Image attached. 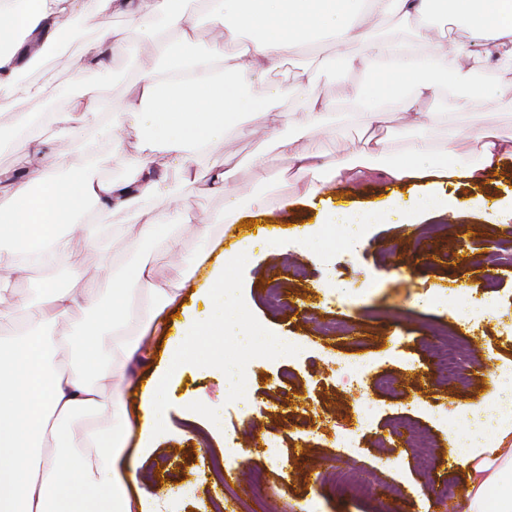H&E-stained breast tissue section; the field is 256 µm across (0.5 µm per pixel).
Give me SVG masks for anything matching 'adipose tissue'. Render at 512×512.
<instances>
[{
    "label": "adipose tissue",
    "instance_id": "obj_1",
    "mask_svg": "<svg viewBox=\"0 0 512 512\" xmlns=\"http://www.w3.org/2000/svg\"><path fill=\"white\" fill-rule=\"evenodd\" d=\"M435 1L199 0L211 29L201 47L192 21L175 9L174 0H0L1 104L22 106L46 98L44 84L19 75L61 37L71 18H84L97 29L71 66L77 77L107 72L112 56L125 49L127 27L156 44L121 107L106 106L98 91L87 89L52 111L59 127L93 133L57 151L56 170L36 169L23 179L0 170V187L6 189L0 199V268L25 271L33 260L60 263L77 234L100 246L112 212L131 208L141 219L140 237L165 238L171 254L162 272L143 262L107 268L112 286L110 301L102 306L97 288L89 284L73 292L47 278L44 298L35 300L0 290V319L13 313L24 320L14 339L0 340V512H142L127 490L124 433L132 421L124 401L126 371L143 360L144 339L201 264L182 257V237L207 241L214 236L213 225L194 221L176 203L175 186L155 175L157 157L178 163L183 179H193L196 158L232 130V116L274 111L278 119L267 140L292 174L295 198L315 203L326 185L367 177L373 159L393 154L396 162L379 173L394 183L420 186L405 206L410 214L423 208L448 211L455 200L437 195V186H478L502 155L512 154V140L484 127L465 128L441 147L425 136L439 118L428 103L444 98L449 117L466 115L473 110L466 90L476 85L458 52L437 45L434 28L421 22ZM443 2L446 14L466 24L488 58L512 64V0ZM392 14L418 20L413 38L376 39L360 25L362 18ZM115 15L124 17L125 26L110 25ZM315 33L335 43V65L378 75L373 93L354 103L366 138L355 152L332 159L300 146L299 137L329 129L335 103L308 99L301 109L288 111L281 107L282 91L263 84L285 54L313 52ZM355 40L365 43L364 52L350 51ZM392 111L406 113L421 130L397 151L385 126ZM130 128L145 132V152L128 151L124 139ZM72 152L81 158L75 169L67 162ZM115 159L123 164V176H99V169ZM235 175V166L228 164L211 176L226 200L228 224L239 220V199H246L256 215L270 206L267 194L240 186ZM248 251V243H240L225 252L223 264L209 266L205 285L211 313L185 323L172 349V370L197 362V337L228 332L224 306L237 295L225 270L239 265ZM83 303L95 306L93 320L73 324L69 334L57 333L56 323ZM63 347L70 357L60 374L52 370L51 359ZM105 379L112 381L111 390L103 389ZM82 416L91 417V424L73 432V421ZM456 460L468 470L464 512H512V448L474 446Z\"/></svg>",
    "mask_w": 512,
    "mask_h": 512
}]
</instances>
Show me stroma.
Returning a JSON list of instances; mask_svg holds the SVG:
<instances>
[{
    "label": "stroma",
    "instance_id": "1",
    "mask_svg": "<svg viewBox=\"0 0 512 512\" xmlns=\"http://www.w3.org/2000/svg\"><path fill=\"white\" fill-rule=\"evenodd\" d=\"M320 47L316 55L288 56L267 80L290 84L307 72L309 96L346 106L345 96L360 77L336 69L330 41ZM152 52V44L132 30L126 54L113 58L109 73L74 83L48 64L38 77L57 86L56 104L92 86L116 104L126 94L131 59ZM24 114L21 108H0V168L20 173L27 170V158L16 146ZM271 120L264 112L245 114L241 131L215 142L196 168L203 173L227 160L237 163L241 183L269 194L278 214L275 234L223 223L222 195L210 192L204 181H185L174 164H159L192 216L215 225L212 242L183 239L186 258L218 260L240 240L249 242L248 259L229 276L256 336L233 348L237 359L250 364L240 385L225 386L216 361L186 366L168 381L166 430L156 447H142L138 433L129 437L126 454L135 462L129 493L166 499L169 512H461L467 473L449 455L467 435L461 408L470 404L495 411L512 401V375L504 371L512 364V264L506 259L512 251L506 245L512 238V156L504 157L482 186L456 188L454 211L415 224L404 223L401 206L391 202L396 184L376 175L335 184L327 192L329 210L364 213L372 223L343 250L330 234L300 245L295 238L317 224L316 211L293 201L278 163L270 164L262 184L250 165L268 149ZM138 222L134 211L113 213L106 254L73 238L69 262L55 270V282L73 287V265L99 288L111 285L105 274L110 262L143 258L164 267L169 255L163 243L139 240ZM488 276L499 280L492 294L483 288ZM460 284L472 289L480 317L476 326L460 325L468 340L460 361L467 376L445 384L427 375L423 365L443 331L459 325L458 315L433 298ZM210 308L208 295L183 289L169 308L170 321L145 342L147 363L128 377L129 410H136L141 388L168 369L169 347L180 337L183 317L202 319ZM274 336L287 337L291 351L271 349ZM342 361L369 363L363 386L337 381ZM284 370L294 376L286 389L276 383ZM283 402L291 417L258 412L262 404ZM440 403L448 416L437 420L432 409ZM206 410L223 414V425L206 428ZM371 410L377 417L359 447H337V427L356 426ZM228 435L238 456L218 477L210 460L223 457ZM273 437L284 448L287 470L267 458Z\"/></svg>",
    "mask_w": 512,
    "mask_h": 512
}]
</instances>
